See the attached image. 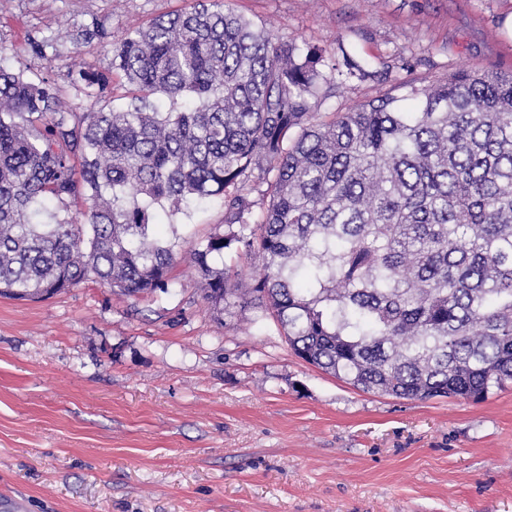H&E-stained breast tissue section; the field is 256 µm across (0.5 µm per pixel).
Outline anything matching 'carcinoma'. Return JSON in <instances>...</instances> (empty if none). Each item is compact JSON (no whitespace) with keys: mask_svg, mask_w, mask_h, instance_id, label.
Listing matches in <instances>:
<instances>
[{"mask_svg":"<svg viewBox=\"0 0 512 512\" xmlns=\"http://www.w3.org/2000/svg\"><path fill=\"white\" fill-rule=\"evenodd\" d=\"M129 104L78 112L63 90L0 66V296L41 300L93 279L166 292L173 216L224 201V233L192 251L222 315L233 248L309 364L364 391L485 399L512 383V72H460L330 121L326 51L273 40L228 0H197L109 41ZM100 100L108 77L74 69ZM267 204L254 218L253 174ZM88 220L59 218L79 195Z\"/></svg>","mask_w":512,"mask_h":512,"instance_id":"carcinoma-1","label":"carcinoma"}]
</instances>
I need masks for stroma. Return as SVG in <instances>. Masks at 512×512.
Instances as JSON below:
<instances>
[{"instance_id":"35a3bbf8","label":"stroma","mask_w":512,"mask_h":512,"mask_svg":"<svg viewBox=\"0 0 512 512\" xmlns=\"http://www.w3.org/2000/svg\"><path fill=\"white\" fill-rule=\"evenodd\" d=\"M275 41L360 62L321 113L403 96L462 71H512V0H231ZM193 0H0V62L65 85L48 40L132 97L107 42ZM224 230V202L160 228L179 262L167 292L89 280L43 301L0 297V512H512V385L480 402L366 393L304 362L231 249L235 305L213 313L189 254Z\"/></svg>"}]
</instances>
